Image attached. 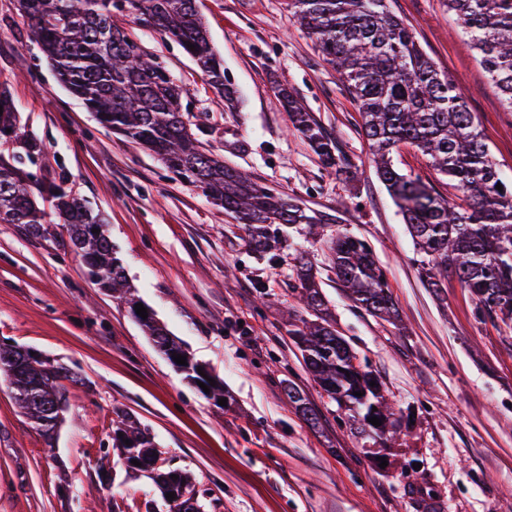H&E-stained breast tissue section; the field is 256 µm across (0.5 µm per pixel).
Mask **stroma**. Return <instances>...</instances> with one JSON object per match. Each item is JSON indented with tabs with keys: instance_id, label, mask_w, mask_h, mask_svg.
Here are the masks:
<instances>
[{
	"instance_id": "obj_1",
	"label": "stroma",
	"mask_w": 512,
	"mask_h": 512,
	"mask_svg": "<svg viewBox=\"0 0 512 512\" xmlns=\"http://www.w3.org/2000/svg\"><path fill=\"white\" fill-rule=\"evenodd\" d=\"M289 0H197L224 73L226 103L181 46L134 16L125 27L182 85L184 113L206 149L252 181L316 214L317 236L297 225L275 256L250 251L242 225L152 152L118 137L61 86L22 15L0 0V89L27 136L42 178L65 176L103 215L137 299L224 385L217 408L145 332L128 306L86 275L65 229L36 238L0 224V340L57 360L68 411L48 442L0 380V512H145L160 501L151 479L128 471L112 446L122 410L149 429L166 466L190 472L216 512H512V329L476 316L456 277L440 291L419 274L397 208L368 159L356 102L303 32ZM435 67L477 118L500 171L512 179V112L445 0H390ZM292 92L355 174L326 170L294 130L278 95ZM402 172L456 200L416 148ZM364 239L398 309L371 316L336 282L331 240ZM318 271L340 336L379 381L403 424L388 442L362 440L308 372L290 332L296 268ZM296 389L317 422L288 398ZM387 466H380V459ZM108 469L101 482L99 469Z\"/></svg>"
}]
</instances>
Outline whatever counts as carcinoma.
<instances>
[{
    "instance_id": "1",
    "label": "carcinoma",
    "mask_w": 512,
    "mask_h": 512,
    "mask_svg": "<svg viewBox=\"0 0 512 512\" xmlns=\"http://www.w3.org/2000/svg\"><path fill=\"white\" fill-rule=\"evenodd\" d=\"M196 0H137V17L176 41L196 62L208 84L230 100L234 89L224 76V62L214 50ZM389 0H292L294 18L315 40L323 60L336 69L357 103L361 132L378 176L402 216L420 256L422 278L438 290L453 272L477 300L480 319L512 329V181L505 180L455 83L440 73L417 43L412 30L388 6ZM470 37L479 62L512 110V0H446ZM45 58L58 82L82 100L98 122L127 140L154 152L165 167L200 187L211 202L244 226L248 247L268 254L297 224H315L296 200L253 182L205 149L181 112L184 90L152 61L112 12L113 0H20ZM195 49H190V46ZM292 127L328 168L351 169L334 141L286 88L279 90ZM11 132H6V129ZM0 138H19L17 109L0 91ZM410 145L428 156L437 174L448 178L466 204L436 195L418 176L401 172L393 154ZM502 185L503 190L496 189ZM49 202L65 224L74 250L100 287L118 295L136 312L124 267L112 246L105 220L67 190L65 179L45 183L31 171L0 162V223L20 224L32 235L50 233ZM337 282L373 316L396 315L385 274L368 244L339 234L332 242ZM300 301L313 319L302 320L293 338L314 380L328 397L352 412L358 433L383 436L397 419L372 386L375 377L354 366L355 353L326 319L328 300L307 259L296 269ZM156 347L168 357L184 354L152 317L140 319ZM187 377L219 387L183 366ZM0 376L15 400L45 435L65 422L68 409L61 380L77 376L31 350L0 349ZM362 396L357 397L355 393ZM377 417L376 427L368 419ZM112 441L122 449L129 469L148 471L168 512H205L190 476L178 469L156 468L158 447L147 428L122 411L112 420ZM141 462L137 467L132 461ZM178 479H173V476Z\"/></svg>"
}]
</instances>
